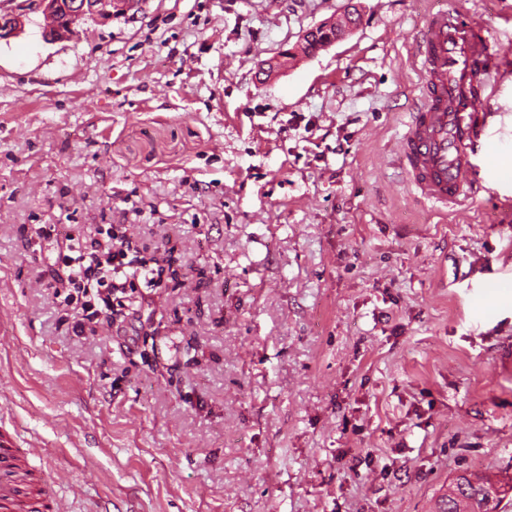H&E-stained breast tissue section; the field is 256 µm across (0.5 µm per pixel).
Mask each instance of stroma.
Wrapping results in <instances>:
<instances>
[{
    "instance_id": "1",
    "label": "stroma",
    "mask_w": 512,
    "mask_h": 512,
    "mask_svg": "<svg viewBox=\"0 0 512 512\" xmlns=\"http://www.w3.org/2000/svg\"><path fill=\"white\" fill-rule=\"evenodd\" d=\"M456 0H139L0 41V487L66 512H434L512 477V0L477 203L421 205L397 144L412 47ZM343 39L272 73L301 34ZM115 225L178 271L71 318L35 230ZM493 291H486V284ZM491 477L476 471H463L452 478L445 492L437 501L436 512H489L482 511L487 506L491 492L486 481ZM466 501L469 511L460 507Z\"/></svg>"
}]
</instances>
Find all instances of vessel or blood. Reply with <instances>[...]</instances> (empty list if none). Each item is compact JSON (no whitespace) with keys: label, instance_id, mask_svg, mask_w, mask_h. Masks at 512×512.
Listing matches in <instances>:
<instances>
[{"label":"vessel or blood","instance_id":"b4317fda","mask_svg":"<svg viewBox=\"0 0 512 512\" xmlns=\"http://www.w3.org/2000/svg\"><path fill=\"white\" fill-rule=\"evenodd\" d=\"M464 5L430 11L413 56L421 103L399 142L402 168L432 207L476 200L495 151L489 110L501 56Z\"/></svg>","mask_w":512,"mask_h":512}]
</instances>
